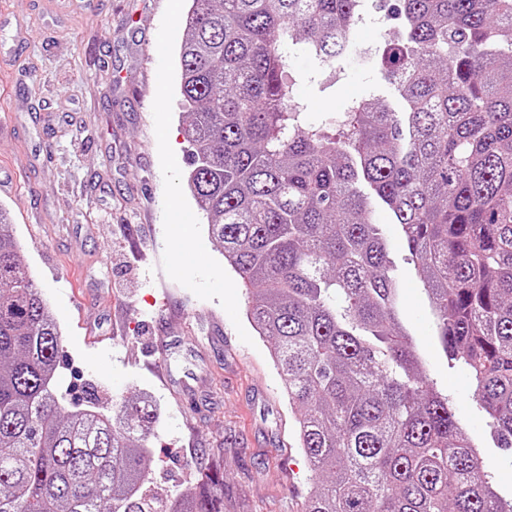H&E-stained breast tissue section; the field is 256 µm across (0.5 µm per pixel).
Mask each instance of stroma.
I'll return each instance as SVG.
<instances>
[{"instance_id":"1","label":"stroma","mask_w":512,"mask_h":512,"mask_svg":"<svg viewBox=\"0 0 512 512\" xmlns=\"http://www.w3.org/2000/svg\"><path fill=\"white\" fill-rule=\"evenodd\" d=\"M186 7L187 0H0V12L27 33L21 50L0 61V171L16 182L0 205L63 333L62 394L77 401L90 386L104 409L137 392L156 404V491L172 496L193 486L192 460L219 448L226 512H301L315 477L268 345L246 318L245 289L203 219L164 221L169 201L197 210L185 189L187 118L177 89ZM396 37L379 17L360 25L357 55L337 65L328 87L309 79L306 56L289 54L309 118L344 111L365 94L401 110L369 56ZM372 219L385 227L403 325L425 373L448 394L500 493L512 496V462L476 410L468 377L438 343L398 226L378 204ZM174 246L197 263L170 266Z\"/></svg>"}]
</instances>
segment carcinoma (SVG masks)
<instances>
[{
  "label": "carcinoma",
  "instance_id": "cac0c4a2",
  "mask_svg": "<svg viewBox=\"0 0 512 512\" xmlns=\"http://www.w3.org/2000/svg\"><path fill=\"white\" fill-rule=\"evenodd\" d=\"M188 2L186 189L298 410L318 478L303 512H512L423 375L372 220L376 200L512 461V0H399L403 40L379 57L405 111L363 98L315 123L285 60L295 48L319 76L342 61L365 0ZM10 228L0 206V512H224L218 450L194 488L152 493L147 397L62 404L61 328Z\"/></svg>",
  "mask_w": 512,
  "mask_h": 512
}]
</instances>
